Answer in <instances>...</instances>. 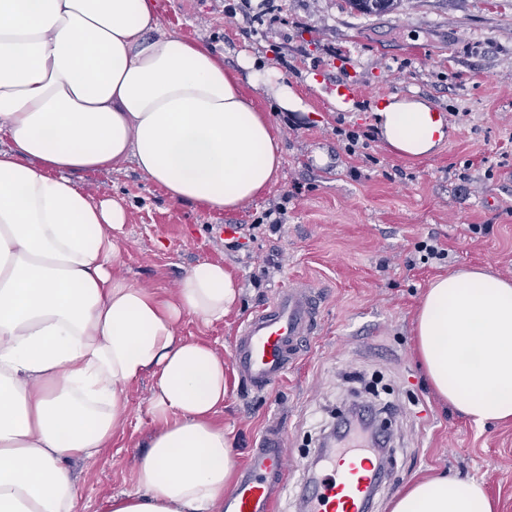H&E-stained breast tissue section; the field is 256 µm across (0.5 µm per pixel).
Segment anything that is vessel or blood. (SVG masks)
Returning <instances> with one entry per match:
<instances>
[{
  "instance_id": "obj_1",
  "label": "vessel or blood",
  "mask_w": 512,
  "mask_h": 512,
  "mask_svg": "<svg viewBox=\"0 0 512 512\" xmlns=\"http://www.w3.org/2000/svg\"><path fill=\"white\" fill-rule=\"evenodd\" d=\"M321 293L309 282L277 290L274 298L245 319L231 357L244 384L265 392L280 384L301 360L316 332ZM325 464L300 485H292L296 465L282 430L267 425L240 473L235 490L224 498L223 512H273L288 488H296L302 512H369L383 480L370 452L353 447L327 453Z\"/></svg>"
}]
</instances>
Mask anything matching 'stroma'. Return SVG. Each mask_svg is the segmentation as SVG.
Listing matches in <instances>:
<instances>
[{
    "mask_svg": "<svg viewBox=\"0 0 512 512\" xmlns=\"http://www.w3.org/2000/svg\"><path fill=\"white\" fill-rule=\"evenodd\" d=\"M246 0H161V25L223 53L264 55L306 109L279 111L251 90L283 146L276 183L239 210L172 204L135 165L80 172L92 196L127 208L118 269L131 283L173 290L202 261L224 265L241 293L222 322L187 317L179 333L230 355L240 323L278 289L308 280L326 302L305 360L270 392L259 394L230 373V393L217 421L246 463L265 424H279L290 456L308 465L320 426L352 400V373H378L395 405L388 413L395 451L372 512L390 504L411 480L448 471L482 481L497 512H512V420L478 426L442 403L414 352L415 311L435 277L478 266L512 279V0H402L366 16L348 0H272L260 15ZM354 80L353 111L338 110L325 83ZM423 99L440 110L448 135L426 156L404 157L379 137L367 160L350 158L341 132L373 126L375 95ZM277 203L281 230L257 231L248 249H225L218 230L257 223ZM486 230L472 233L470 225ZM436 236L447 263L407 267L415 245ZM281 268L262 276L263 267ZM151 378L128 394L126 418L110 456L71 466L79 512H104L110 497L134 491L133 468L156 425L148 413Z\"/></svg>",
    "mask_w": 512,
    "mask_h": 512,
    "instance_id": "35a3bbf8",
    "label": "stroma"
}]
</instances>
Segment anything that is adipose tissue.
Returning <instances> with one entry per match:
<instances>
[{
    "label": "adipose tissue",
    "instance_id": "obj_1",
    "mask_svg": "<svg viewBox=\"0 0 512 512\" xmlns=\"http://www.w3.org/2000/svg\"><path fill=\"white\" fill-rule=\"evenodd\" d=\"M160 0H0V512H78L70 463L112 445L127 390L153 378L157 429L107 512H220L238 453L215 417L224 357L180 336L192 316L223 321L236 300L203 261L162 299L115 275L128 215L77 172L133 162L171 203L234 211L275 183L282 147L242 88L285 112L303 102L264 58L225 67L162 28ZM421 99L375 112L403 156L446 138ZM416 349L440 398L475 424L512 418V281L479 269L433 280L414 319ZM391 512H494L484 486L411 481Z\"/></svg>",
    "mask_w": 512,
    "mask_h": 512
}]
</instances>
